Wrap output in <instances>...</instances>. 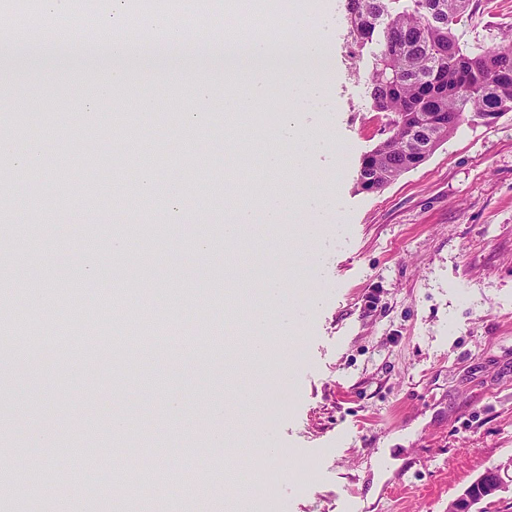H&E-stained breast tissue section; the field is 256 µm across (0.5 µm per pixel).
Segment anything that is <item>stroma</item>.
<instances>
[{"label": "stroma", "mask_w": 512, "mask_h": 512, "mask_svg": "<svg viewBox=\"0 0 512 512\" xmlns=\"http://www.w3.org/2000/svg\"><path fill=\"white\" fill-rule=\"evenodd\" d=\"M308 2L278 0L276 13L284 39L318 41L332 62L320 92L306 97L284 62L259 98L231 77L223 53L210 50L209 0L183 49L144 30L117 64L99 55V40L52 50L41 36L55 24L45 12L19 48L0 44V74L11 78L0 87V195L16 202L0 223V309L25 303L24 326L4 346L17 360L0 377L6 501L39 486L60 512L77 491L54 484L53 471L70 467L89 432L112 437L117 412L131 424L107 454V512H117L122 471L159 465L209 485L201 512H448L475 478L512 457V112L491 125L462 123L417 168L360 190L362 158L386 125L369 97L375 48L352 42L347 0H329L318 18ZM458 35L470 46L512 36V0H473ZM116 66L127 72L120 95ZM223 84L249 104L231 128L216 91ZM175 88L183 109L159 111ZM290 117L306 140L281 137ZM228 133L249 144L252 182L206 152ZM188 149L199 157L198 185L171 192L169 163ZM299 151L304 170H266L267 154ZM149 152L162 162L147 187L139 173ZM228 190L251 193L254 224L266 198L282 202V230L240 236L225 250L227 215L216 202ZM251 252L290 301L268 305L253 290ZM93 287L106 311L149 299L158 335L120 357L116 325L100 342L59 338L52 289ZM224 310L228 338L210 343ZM251 315L266 319L272 346L246 360L239 340ZM282 384L285 408L265 422L266 399ZM239 385L258 402L223 417ZM41 427L55 438L39 467L11 474V450L34 447ZM222 429L243 449L235 483L225 482L224 449L210 439ZM263 448L281 451L268 497L250 490ZM301 460L315 464L303 484L291 477Z\"/></svg>", "instance_id": "obj_1"}]
</instances>
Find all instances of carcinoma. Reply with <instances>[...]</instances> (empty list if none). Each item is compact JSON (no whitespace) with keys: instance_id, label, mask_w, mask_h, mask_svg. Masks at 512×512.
Segmentation results:
<instances>
[{"instance_id":"obj_1","label":"carcinoma","mask_w":512,"mask_h":512,"mask_svg":"<svg viewBox=\"0 0 512 512\" xmlns=\"http://www.w3.org/2000/svg\"><path fill=\"white\" fill-rule=\"evenodd\" d=\"M471 0H350L355 44L378 43L369 75L371 108L384 112L388 135L364 157L358 184L367 176L396 180L416 168L408 130L424 119L432 148L466 119L512 110V39L465 52L456 35ZM67 326L88 322L76 291L53 292Z\"/></svg>"}]
</instances>
